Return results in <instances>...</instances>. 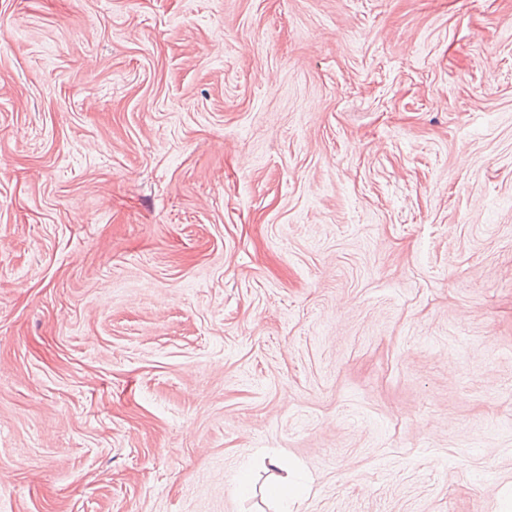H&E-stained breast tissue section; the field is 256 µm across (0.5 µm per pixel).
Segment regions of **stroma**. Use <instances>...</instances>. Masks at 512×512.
<instances>
[{
	"instance_id": "stroma-1",
	"label": "stroma",
	"mask_w": 512,
	"mask_h": 512,
	"mask_svg": "<svg viewBox=\"0 0 512 512\" xmlns=\"http://www.w3.org/2000/svg\"><path fill=\"white\" fill-rule=\"evenodd\" d=\"M1 468L512 512V0H0Z\"/></svg>"
}]
</instances>
